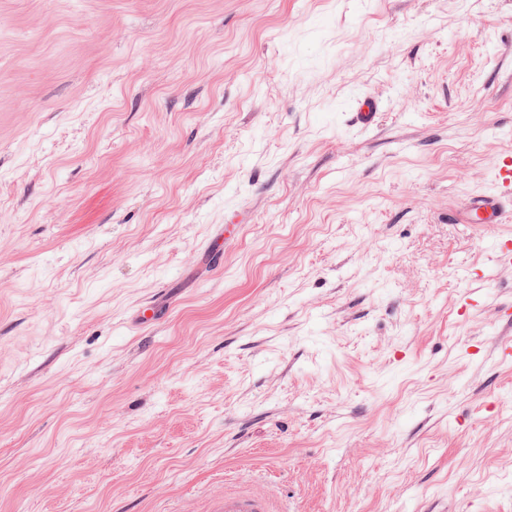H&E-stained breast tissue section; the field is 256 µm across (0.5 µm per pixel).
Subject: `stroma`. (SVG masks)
<instances>
[{"mask_svg": "<svg viewBox=\"0 0 512 512\" xmlns=\"http://www.w3.org/2000/svg\"><path fill=\"white\" fill-rule=\"evenodd\" d=\"M509 152L512 0H0V512H512ZM378 110V105L372 99L359 100L354 112H349L351 122L354 126L367 128L374 124ZM512 215V154L500 156L492 168V185L473 194L458 216L462 224H503ZM272 503L260 494L224 490L215 496L206 512H275Z\"/></svg>", "mask_w": 512, "mask_h": 512, "instance_id": "obj_1", "label": "stroma"}]
</instances>
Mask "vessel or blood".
<instances>
[{"label": "vessel or blood", "instance_id": "1", "mask_svg": "<svg viewBox=\"0 0 512 512\" xmlns=\"http://www.w3.org/2000/svg\"><path fill=\"white\" fill-rule=\"evenodd\" d=\"M379 110L372 99L359 100L351 122L354 126H371ZM512 217V154L500 156L492 168L489 190L473 194L460 216L465 224H501ZM208 512H273L272 503L260 494L224 491L215 496Z\"/></svg>", "mask_w": 512, "mask_h": 512}]
</instances>
